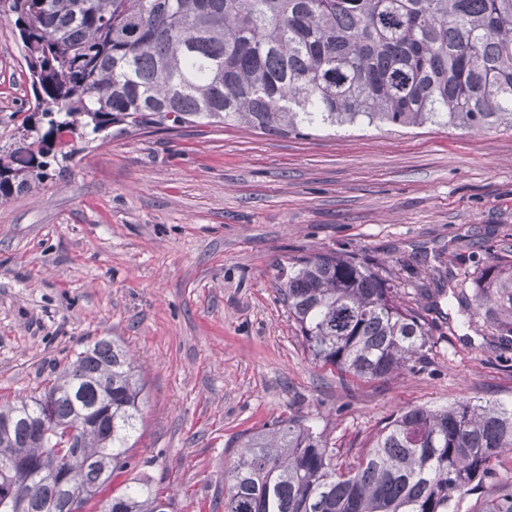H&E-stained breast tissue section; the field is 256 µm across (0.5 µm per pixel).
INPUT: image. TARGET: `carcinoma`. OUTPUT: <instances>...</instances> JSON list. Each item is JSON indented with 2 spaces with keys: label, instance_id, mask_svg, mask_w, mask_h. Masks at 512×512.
<instances>
[{
  "label": "carcinoma",
  "instance_id": "obj_1",
  "mask_svg": "<svg viewBox=\"0 0 512 512\" xmlns=\"http://www.w3.org/2000/svg\"><path fill=\"white\" fill-rule=\"evenodd\" d=\"M35 104L0 150V202L118 132L205 120L283 134L323 127L512 129V0H9ZM469 306L512 337V264L490 266ZM280 295L313 360L381 380L431 348L390 273L358 254L291 263ZM144 384L102 337L37 396L0 403V512H169L148 485L103 496L129 464ZM78 425L76 447L63 432ZM224 512H454L512 455V402L402 408L350 461L298 415L240 443ZM30 479L10 493L18 457ZM478 512H512V476Z\"/></svg>",
  "mask_w": 512,
  "mask_h": 512
}]
</instances>
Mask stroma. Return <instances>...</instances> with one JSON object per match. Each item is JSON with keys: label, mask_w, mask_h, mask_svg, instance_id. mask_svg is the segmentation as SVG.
<instances>
[{"label": "stroma", "mask_w": 512, "mask_h": 512, "mask_svg": "<svg viewBox=\"0 0 512 512\" xmlns=\"http://www.w3.org/2000/svg\"><path fill=\"white\" fill-rule=\"evenodd\" d=\"M0 0V148L34 96ZM356 253L399 288H473L512 260V130L199 123L113 134L0 203V401L39 392L109 336L144 383L131 464L171 512H224L241 438L296 414L358 455L399 408L512 401V341L483 312L420 300L432 349L382 380L321 366L278 291L280 268Z\"/></svg>", "instance_id": "stroma-1"}]
</instances>
